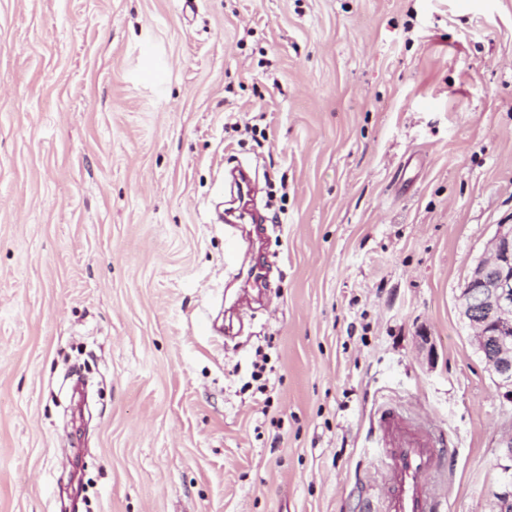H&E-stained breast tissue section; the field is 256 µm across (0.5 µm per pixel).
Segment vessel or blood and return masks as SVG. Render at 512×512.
Instances as JSON below:
<instances>
[{
    "label": "vessel or blood",
    "instance_id": "vessel-or-blood-1",
    "mask_svg": "<svg viewBox=\"0 0 512 512\" xmlns=\"http://www.w3.org/2000/svg\"><path fill=\"white\" fill-rule=\"evenodd\" d=\"M372 429L381 446L386 491L365 501V512H440L441 501L429 478L445 463L447 450L441 438L425 424L406 423L391 407L377 412Z\"/></svg>",
    "mask_w": 512,
    "mask_h": 512
}]
</instances>
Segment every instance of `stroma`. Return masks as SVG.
I'll use <instances>...</instances> for the list:
<instances>
[{"label":"stroma","mask_w":512,"mask_h":512,"mask_svg":"<svg viewBox=\"0 0 512 512\" xmlns=\"http://www.w3.org/2000/svg\"><path fill=\"white\" fill-rule=\"evenodd\" d=\"M500 224L512 0H0V512H360L382 405L493 512L512 401L459 295Z\"/></svg>","instance_id":"1"}]
</instances>
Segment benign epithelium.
<instances>
[{
    "label": "benign epithelium",
    "instance_id": "benign-epithelium-1",
    "mask_svg": "<svg viewBox=\"0 0 512 512\" xmlns=\"http://www.w3.org/2000/svg\"><path fill=\"white\" fill-rule=\"evenodd\" d=\"M459 301L474 329L471 344L481 355L504 396L512 400V225L500 224L489 253L473 269ZM506 463L491 490L495 512H512V437Z\"/></svg>",
    "mask_w": 512,
    "mask_h": 512
}]
</instances>
